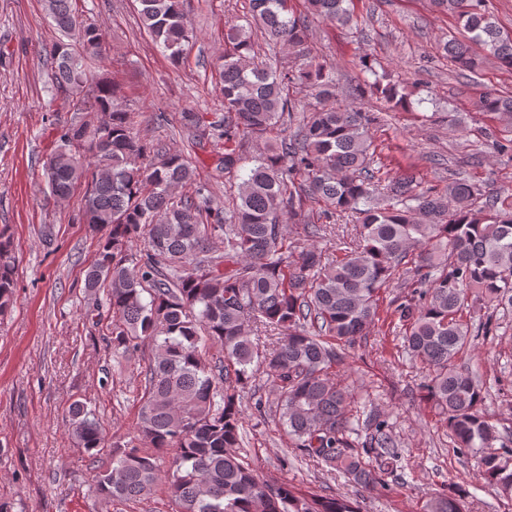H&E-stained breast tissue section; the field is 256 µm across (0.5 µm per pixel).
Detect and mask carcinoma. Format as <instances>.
I'll return each instance as SVG.
<instances>
[{
	"instance_id": "1",
	"label": "carcinoma",
	"mask_w": 512,
	"mask_h": 512,
	"mask_svg": "<svg viewBox=\"0 0 512 512\" xmlns=\"http://www.w3.org/2000/svg\"><path fill=\"white\" fill-rule=\"evenodd\" d=\"M348 2L306 0L313 17L343 26L352 22ZM139 3L144 29L180 60L195 39L180 0ZM432 5L457 21L443 44L455 67L476 72L492 60L512 72V34L483 0ZM46 10L62 36L50 54L55 94L66 103L95 82L79 100L80 116L58 133L47 186L60 199L84 188L83 218L98 235L84 288L106 293L107 346L151 352L137 443H112V467L93 476L96 493L133 502L164 477L179 512H358L349 495H299L262 480L243 455L242 399L256 372L265 373L273 399L254 403L260 419L272 417L303 456L356 489L385 487L398 462L388 424L334 368L375 322L380 291L401 279L413 288L391 302V314L421 369L422 400L473 460L472 480L512 499V448L483 416V383L455 364L477 334L491 331V319L473 329L463 311L512 313V210L495 198L479 204L481 190L462 179L417 190L376 177L374 114L325 105L336 83L319 64L280 70L259 61L256 34L307 57V25L288 0H250L252 21L227 34L231 48L218 66L224 120L209 124L218 163L205 181L181 153L142 140L115 86L94 80L99 26L83 20L73 0H46ZM296 86L316 90L324 105L299 117L294 138L272 140L296 111ZM369 90L390 110L413 105L401 82L376 79ZM479 109L512 124V95L490 91ZM246 137L266 148L240 177ZM234 176L237 194L223 205L213 184ZM185 185L192 191L177 193ZM341 214L355 219L356 243L313 244L335 240ZM289 223L302 234L290 236ZM15 273L13 244L1 230L0 313L12 303ZM69 417L78 447L98 454L104 436L93 411L76 400ZM464 498L461 488L438 494L428 512H464Z\"/></svg>"
}]
</instances>
